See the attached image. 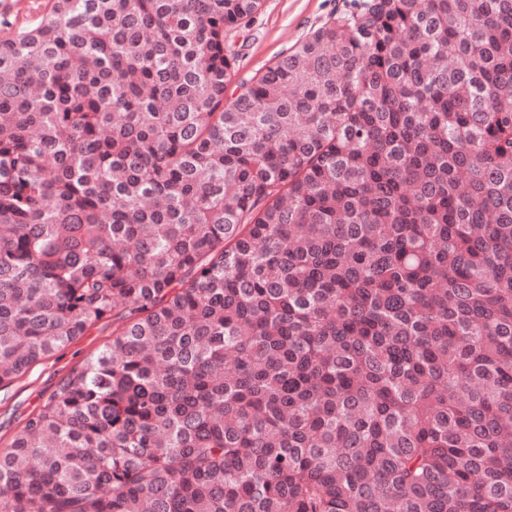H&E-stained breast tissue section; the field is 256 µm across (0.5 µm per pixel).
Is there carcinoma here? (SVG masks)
<instances>
[{
	"label": "carcinoma",
	"instance_id": "carcinoma-1",
	"mask_svg": "<svg viewBox=\"0 0 512 512\" xmlns=\"http://www.w3.org/2000/svg\"><path fill=\"white\" fill-rule=\"evenodd\" d=\"M52 0L0 40V385L112 319L0 512H512V0ZM351 0H264L255 22L229 36L238 53L237 80H249L290 52Z\"/></svg>",
	"mask_w": 512,
	"mask_h": 512
}]
</instances>
